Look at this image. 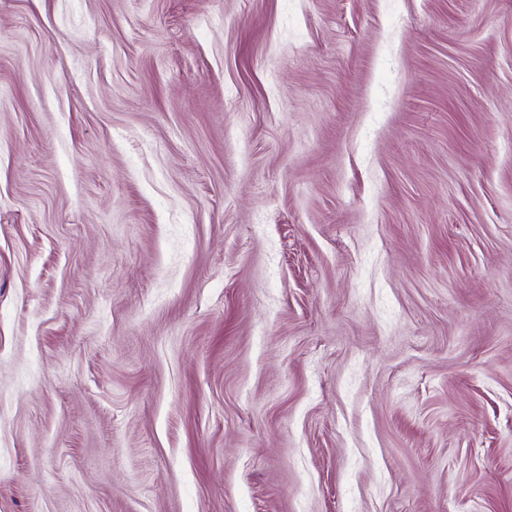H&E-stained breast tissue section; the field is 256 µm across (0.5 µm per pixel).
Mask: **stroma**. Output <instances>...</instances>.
Returning <instances> with one entry per match:
<instances>
[{"label": "stroma", "mask_w": 512, "mask_h": 512, "mask_svg": "<svg viewBox=\"0 0 512 512\" xmlns=\"http://www.w3.org/2000/svg\"><path fill=\"white\" fill-rule=\"evenodd\" d=\"M0 512H512V0H0Z\"/></svg>", "instance_id": "stroma-1"}]
</instances>
